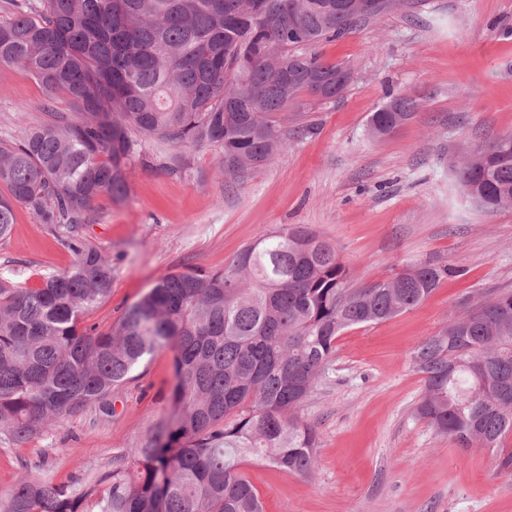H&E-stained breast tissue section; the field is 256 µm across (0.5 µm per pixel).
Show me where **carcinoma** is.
Wrapping results in <instances>:
<instances>
[{"mask_svg":"<svg viewBox=\"0 0 512 512\" xmlns=\"http://www.w3.org/2000/svg\"><path fill=\"white\" fill-rule=\"evenodd\" d=\"M278 0H12L0 20V65L20 66L44 103L65 94L81 118L0 142V239L25 207L73 255L38 288L0 281V436L23 445L112 395L155 351L174 352L173 420L100 477L55 484L27 469L0 512H263L248 460L301 476L318 465L315 429L298 410L352 327L408 312L448 277L417 263L360 288L337 248L305 227L262 235L211 274L171 272L105 332L86 319L112 292V260L76 233L94 199L127 192L143 142L220 149L224 171L261 166L286 146L282 122L305 114L311 82L335 98L342 63L311 48L373 15L336 0H287L298 28L268 15ZM419 102L391 100L368 120L394 132ZM463 190L512 208V133L461 162ZM423 375L417 414L461 448H488L512 475V292L458 315L412 351Z\"/></svg>","mask_w":512,"mask_h":512,"instance_id":"cac0c4a2","label":"carcinoma"}]
</instances>
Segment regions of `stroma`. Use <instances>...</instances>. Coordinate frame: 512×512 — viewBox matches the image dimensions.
Masks as SVG:
<instances>
[{
	"label": "stroma",
	"instance_id": "stroma-1",
	"mask_svg": "<svg viewBox=\"0 0 512 512\" xmlns=\"http://www.w3.org/2000/svg\"><path fill=\"white\" fill-rule=\"evenodd\" d=\"M351 83L309 105L315 127L282 125L272 161L231 175L218 148L146 143L121 200L98 196L80 236L111 258L110 298L87 319L107 331L170 272L223 270L243 247L292 224L332 243L351 286L414 262L459 268L422 304L379 324L345 330L300 414L318 435L311 477L249 461L243 471L264 512H512V479L491 451L464 450L416 415L424 383L411 352L451 315L512 291V210L489 211L456 180L468 150L512 132V0H417L320 44ZM417 99L413 119L375 137L368 118L390 96ZM44 91L26 70L0 66V140L79 114L66 98L39 109ZM178 156L180 169L169 166ZM72 255L28 210L16 207L0 240V280L39 287ZM174 353L150 356L115 396L24 445L0 439V496L36 463L55 483L91 480L112 458L167 423Z\"/></svg>",
	"mask_w": 512,
	"mask_h": 512
}]
</instances>
